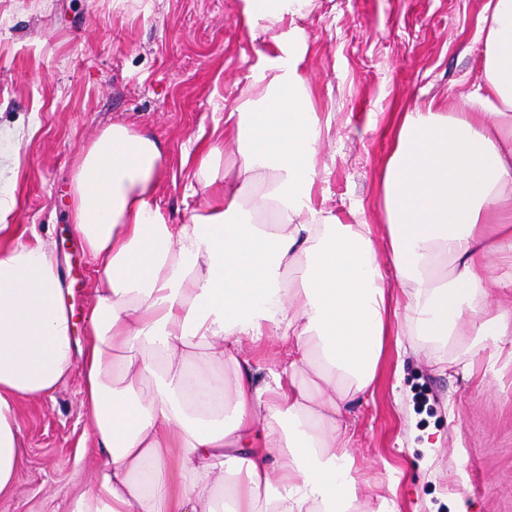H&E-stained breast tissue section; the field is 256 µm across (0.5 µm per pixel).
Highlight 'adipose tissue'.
Returning a JSON list of instances; mask_svg holds the SVG:
<instances>
[{
  "instance_id": "obj_1",
  "label": "adipose tissue",
  "mask_w": 512,
  "mask_h": 512,
  "mask_svg": "<svg viewBox=\"0 0 512 512\" xmlns=\"http://www.w3.org/2000/svg\"><path fill=\"white\" fill-rule=\"evenodd\" d=\"M246 2L243 23L272 33L253 72L264 93L201 137L204 208L183 224L154 208L167 163L154 136L114 124L82 153L72 224L97 262L85 342L57 256L24 239L0 198V497L24 461L19 400L77 370L100 458L68 512H363L346 413L373 394L386 337L468 370L473 351L512 335V312L493 302L512 294V0L482 9L483 91L457 112L400 115L379 180L389 278L371 225L313 199L324 130L308 46L297 26L279 30L312 0ZM229 136L240 183L216 167ZM266 336L288 346L259 385L242 342Z\"/></svg>"
}]
</instances>
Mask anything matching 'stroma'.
<instances>
[{"mask_svg": "<svg viewBox=\"0 0 512 512\" xmlns=\"http://www.w3.org/2000/svg\"><path fill=\"white\" fill-rule=\"evenodd\" d=\"M486 0H313L299 19L304 76L331 120L316 200L344 224L384 232L379 173L398 112H451L476 90ZM244 0H0V190L11 223L35 226L58 255L75 334L95 301V260L72 232L70 180L80 152L115 123L165 145L155 198L185 223L199 198L182 162L225 108L257 98L251 75L270 35L248 29ZM82 380L18 404L24 464L0 512H66L97 464ZM359 496L397 490L401 512H512V344L472 371L425 352L388 351L372 396L347 414Z\"/></svg>", "mask_w": 512, "mask_h": 512, "instance_id": "obj_1", "label": "stroma"}]
</instances>
